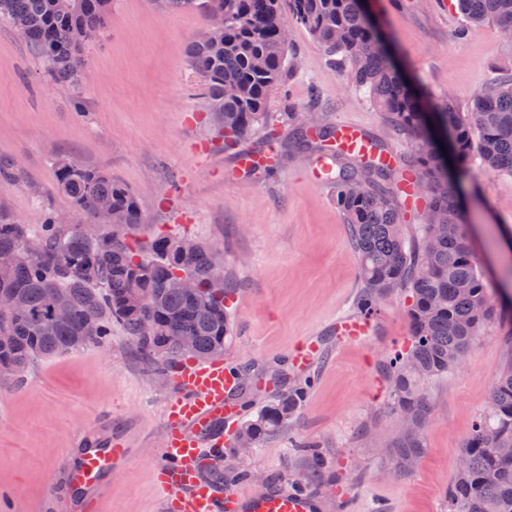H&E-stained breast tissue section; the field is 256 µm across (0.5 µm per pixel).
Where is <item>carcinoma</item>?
Segmentation results:
<instances>
[{
    "instance_id": "carcinoma-1",
    "label": "carcinoma",
    "mask_w": 512,
    "mask_h": 512,
    "mask_svg": "<svg viewBox=\"0 0 512 512\" xmlns=\"http://www.w3.org/2000/svg\"><path fill=\"white\" fill-rule=\"evenodd\" d=\"M163 10L202 8L223 17L224 33L205 36L191 49L192 68L202 95L224 139H251L278 117L288 119L301 150L312 148L301 112H269L268 99L288 68V46L280 27L304 28L333 65L347 71L356 89L396 128L412 152L413 167L437 184L420 225L419 243L405 237L395 202L399 171L380 160L341 165L332 177L336 207L350 225L365 288L363 308L397 288L409 290L411 336L405 351L385 367L393 405L410 427L393 439L394 470L412 473L426 453L423 432L432 406L422 386L452 370L469 352L488 320L499 315L512 324V300L494 306L485 277L468 244L458 188L474 163L494 173L512 174V79L496 80L477 92L466 108L449 97L435 99L406 79L377 40L376 23L363 0H155ZM470 20L512 23V0H458ZM112 0H0V19L21 23L26 42L43 58L62 86L79 89L85 70L84 48L91 32L105 33ZM447 142L441 149L440 143ZM56 187L101 235L87 239L79 225L58 223L47 212L40 232L0 211V292L16 300V312L0 319V370L18 379L39 359L99 345L112 325L139 340L137 352L158 372L173 369L186 355L209 359L224 355L233 321L227 306L235 286L224 278V292L209 288L218 273L211 250L201 244L180 251L177 236L159 234L132 240L143 224L135 194L106 171L61 158ZM179 273L196 279L192 293L170 287ZM64 291L72 306L69 321L50 333L38 328L34 314L49 306V290ZM191 336L190 351L179 337ZM506 354L494 381L490 410L462 446L461 466L448 492L450 512H512V332L504 337ZM308 383L294 384L260 406L233 439L260 447L288 427L307 396Z\"/></svg>"
}]
</instances>
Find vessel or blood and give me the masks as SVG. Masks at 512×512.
Here are the masks:
<instances>
[{
	"mask_svg": "<svg viewBox=\"0 0 512 512\" xmlns=\"http://www.w3.org/2000/svg\"><path fill=\"white\" fill-rule=\"evenodd\" d=\"M341 156L357 159L369 141L353 124L339 127ZM176 393L166 407L165 426L154 460V477L161 492V512H316L315 497L302 490L248 494L228 490L203 479L200 438L216 422L233 420L241 410L231 396L237 376L223 361H188L175 373ZM103 450H89L67 476L86 492H101L112 469L122 463V441L105 437Z\"/></svg>",
	"mask_w": 512,
	"mask_h": 512,
	"instance_id": "1",
	"label": "vessel or blood"
}]
</instances>
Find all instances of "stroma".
<instances>
[{"label":"stroma","instance_id":"1","mask_svg":"<svg viewBox=\"0 0 512 512\" xmlns=\"http://www.w3.org/2000/svg\"><path fill=\"white\" fill-rule=\"evenodd\" d=\"M393 58L412 84L466 106L512 72V40L493 23H473L453 0H368ZM208 29L199 11L159 10L153 0H112L105 38L84 52L90 82L73 93L45 71L37 52L0 22V209L38 231L44 210L61 223L83 217L56 189L55 162L69 157L108 171L136 195L145 233L176 231L210 246L237 289L225 365L239 368L247 416L294 381L307 397L287 430L260 448L224 450V469L246 472L248 488L302 486L318 512H448L460 446L486 415L503 362L499 317L448 375L429 381L433 415L426 453L399 475L386 446L397 433L382 366L411 327L404 289L377 302L371 331L337 340V317L361 314L364 294L348 224L331 182L313 164L336 167V148L299 151L276 124L245 145L227 146L197 88L189 46ZM320 113L325 123L362 128L395 158L409 148L395 127L329 62L305 30L292 28L288 69L270 109ZM274 150L277 166L228 178L242 149ZM465 228L492 293L512 291V175L472 166ZM318 338L308 367L291 351ZM172 382L157 383L120 327L103 344L38 359L19 381L0 384V512H32L65 472L78 441L106 431L129 448L97 512H160L153 451ZM324 460L314 469L312 453Z\"/></svg>","mask_w":512,"mask_h":512}]
</instances>
